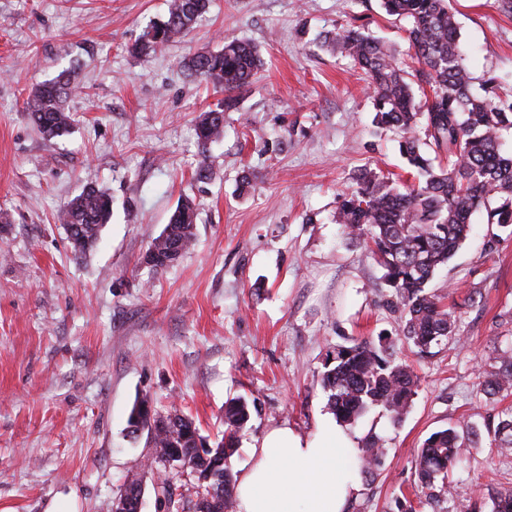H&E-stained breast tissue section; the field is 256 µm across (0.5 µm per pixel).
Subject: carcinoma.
Returning a JSON list of instances; mask_svg holds the SVG:
<instances>
[{
	"label": "carcinoma",
	"instance_id": "cac0c4a2",
	"mask_svg": "<svg viewBox=\"0 0 512 512\" xmlns=\"http://www.w3.org/2000/svg\"><path fill=\"white\" fill-rule=\"evenodd\" d=\"M389 16L407 23L414 63L408 73L395 51L376 41L361 27H341L325 35L324 44L351 58L366 75L373 90L374 127L394 132L398 148L415 172L413 183L396 187L390 178L364 167L352 174L351 189L340 195L338 223L348 238L365 244L382 279L401 307L402 334L419 353L456 335L459 315L428 286L460 249L471 230V218L483 211L487 223L512 226V157L502 155L505 134L512 133V98L490 97L472 91V76L460 47V34L450 0H380ZM211 0H169L164 19L128 47L146 57L173 38L190 31L207 13ZM263 67L260 50L238 40L224 41L220 51L198 52L183 64L187 76L199 78L224 91L216 108L202 113L196 125L201 145L224 131V113L237 109L238 94L251 87ZM74 72L64 69L35 87L24 109L43 139L52 141L68 132L72 117L67 101L75 93ZM112 217V197L105 190L86 186L59 211L57 220L74 235L72 254L81 259L96 246L102 228ZM196 210L186 199L176 207L169 224L154 238L153 267L170 266L172 251H182L194 236ZM321 384L328 405L341 423L350 424L371 408H380L392 422L401 420L415 394L416 377L387 338L363 340L336 348L326 365ZM485 396L512 393V350L498 356L497 366L481 383ZM138 422L128 417L131 433H147L152 448H181L189 469L202 464L193 449L203 438L195 422L177 411L160 414L149 397L136 401ZM250 420L247 400L238 397L224 405V433L214 442V453L227 459L236 450L238 434ZM496 447L512 448V411L501 413L493 426ZM477 444L473 431L450 426L432 433L415 461L416 485L436 497H454L458 487L448 470ZM223 486L215 512H236L232 474L226 466L202 485ZM166 512H194V501L175 497L170 482L160 483ZM492 512H512V490H487Z\"/></svg>",
	"mask_w": 512,
	"mask_h": 512
}]
</instances>
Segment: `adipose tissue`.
I'll list each match as a JSON object with an SVG mask.
<instances>
[{
  "label": "adipose tissue",
  "mask_w": 512,
  "mask_h": 512,
  "mask_svg": "<svg viewBox=\"0 0 512 512\" xmlns=\"http://www.w3.org/2000/svg\"><path fill=\"white\" fill-rule=\"evenodd\" d=\"M361 471L354 439L335 420L311 435L274 427L236 478L237 512H347Z\"/></svg>",
  "instance_id": "1"
}]
</instances>
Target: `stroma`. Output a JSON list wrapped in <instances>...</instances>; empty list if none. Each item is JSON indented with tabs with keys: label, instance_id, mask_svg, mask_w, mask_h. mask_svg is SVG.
<instances>
[{
	"label": "stroma",
	"instance_id": "35a3bbf8",
	"mask_svg": "<svg viewBox=\"0 0 512 512\" xmlns=\"http://www.w3.org/2000/svg\"><path fill=\"white\" fill-rule=\"evenodd\" d=\"M475 84L512 89V16L495 0H451ZM167 0H0V512H111L128 476H143L142 512H165L132 437L134 401L177 408L202 434L224 429V403L252 416L228 461L287 424L309 434L330 417L320 379L329 352L388 333L419 386L399 424L373 409L348 431L380 440L349 512H469L487 487L512 490V453L489 422L512 396L487 398L484 369L512 348V231L489 244L482 214L432 281L463 299L455 338L417 355L387 305L383 271L336 222L339 195L367 166L407 181L392 132H376L370 89L350 59L320 44L354 25L406 58V23L379 0H213L192 31L137 58L135 42ZM257 44V84L200 147L199 115L222 93L186 76L182 60L225 39ZM74 68L70 133L45 141L24 100ZM207 161L208 179L196 176ZM254 175L239 195L243 171ZM89 183L112 196V220L87 259H74L56 214ZM195 236L163 269L142 264L183 198ZM479 444L448 478L453 498L417 488L414 461L433 432L457 423Z\"/></svg>",
	"mask_w": 512,
	"mask_h": 512
}]
</instances>
